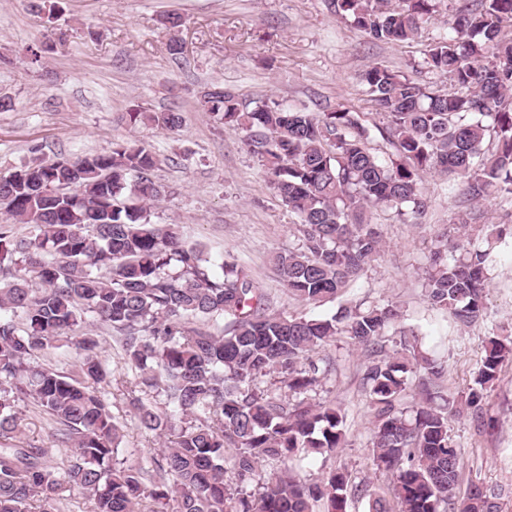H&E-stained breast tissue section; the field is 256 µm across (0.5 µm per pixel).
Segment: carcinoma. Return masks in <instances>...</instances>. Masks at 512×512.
<instances>
[{"mask_svg": "<svg viewBox=\"0 0 512 512\" xmlns=\"http://www.w3.org/2000/svg\"><path fill=\"white\" fill-rule=\"evenodd\" d=\"M437 0H331L379 41H409ZM512 0H478L454 22L457 36L431 45L428 70L453 90L432 88L375 64L362 74L370 100L387 118L381 134L396 147L380 159L370 130L347 110L317 115L276 101L246 110L230 89L212 86L203 110L244 133L274 190L300 218L298 245L272 255L288 296L313 304L340 299L380 254L384 227L377 207H423L421 176L436 170L465 186L457 229L445 233L423 277L424 296L460 326L480 323L496 243L511 224H492L470 240L475 205L512 198ZM133 122L175 131L181 114L133 112ZM155 153L134 142L72 160L37 159L0 176V210L30 235L0 225V512H57L66 487L80 488L94 512H140L151 500L171 512H347L350 497L370 512H391L366 481L345 468L301 480L288 463L346 446L341 404L316 402L330 362L321 355L338 336L367 357L362 386L373 417L372 462L393 478L398 512H501L503 491L472 482L459 495L461 451L448 434V411L436 404L442 363L402 327L395 348L386 332L401 324L393 302L342 304L331 317L284 314L245 265L224 260L212 273L203 250L151 221L165 189L152 179ZM112 330L124 365L135 372L127 391L140 428L167 439L156 469L118 466L124 423L105 388L113 372L85 315ZM224 322L216 336L211 324ZM78 353L71 376L37 364L50 350ZM512 361V336L485 339L476 387L465 398L476 413L484 391ZM267 376L274 387L262 389ZM418 389L412 407L407 392ZM153 393L171 412L144 403ZM32 401L53 422V439L72 447L58 479L46 450L18 438L20 402ZM233 482L225 479L224 451ZM277 459L278 472L261 469Z\"/></svg>", "mask_w": 512, "mask_h": 512, "instance_id": "carcinoma-1", "label": "carcinoma"}]
</instances>
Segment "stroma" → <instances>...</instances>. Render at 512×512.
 Returning <instances> with one entry per match:
<instances>
[{"mask_svg": "<svg viewBox=\"0 0 512 512\" xmlns=\"http://www.w3.org/2000/svg\"><path fill=\"white\" fill-rule=\"evenodd\" d=\"M467 0H440L421 36L405 42L372 40L327 0H60L55 21L32 11L30 0H0V97L12 101L0 112V175L35 158L72 159L134 141L160 159L154 180L166 195L152 210L156 224L169 225L183 242L199 244L214 272L225 256L245 264L276 309L332 316L337 303L313 306L289 299L271 262L294 246L297 217L273 190L255 156L230 130L204 112L200 95L219 83L248 106L275 99L312 112L346 109L371 129L370 146L381 156L392 144L379 129L361 75L380 64L433 85L440 77L423 67L429 47L446 36ZM180 15L172 30L164 19ZM63 32V46L33 61L29 50L44 41L47 25ZM180 39L181 57L168 50ZM178 110L183 123L168 132L131 124L130 110ZM427 207L419 218L396 210L376 211L386 245L353 284L351 300L400 302L405 322L423 348L445 363L443 391L458 398L471 387L486 336L512 326V240L493 253L486 317L470 328L455 326L447 313L422 296L420 274L436 235L452 224L461 199L460 182L435 171L422 175ZM332 369L318 398L346 409L347 445L326 457L308 458L297 471L309 481L348 466L353 475L389 495L392 479L372 463V424L361 385L364 358L346 339L325 350ZM108 397L112 413L127 425L121 459L153 469L161 442L139 429L117 388ZM23 441L45 448L51 470L62 472L72 454L55 443L52 424L32 402L18 405ZM483 422L452 415L448 430L461 450V483L512 489V363L505 364L483 401Z\"/></svg>", "mask_w": 512, "mask_h": 512, "instance_id": "stroma-1", "label": "stroma"}]
</instances>
